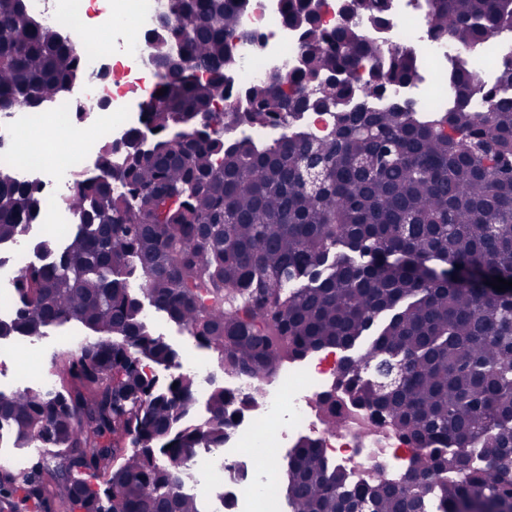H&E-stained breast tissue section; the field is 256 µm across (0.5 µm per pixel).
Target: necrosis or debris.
<instances>
[{"instance_id":"4bbe7bcc","label":"necrosis or debris","mask_w":512,"mask_h":512,"mask_svg":"<svg viewBox=\"0 0 512 512\" xmlns=\"http://www.w3.org/2000/svg\"><path fill=\"white\" fill-rule=\"evenodd\" d=\"M168 0H25L28 13L63 35L84 29L99 39L80 54V69L87 92L67 91L40 108L17 106L0 114V171L17 183L31 187L41 209L25 233L0 254V303L15 294L17 279L27 269L46 264L34 245L51 238L64 241L76 215L65 207L78 177L92 174L104 147L123 145L130 131L145 130L143 104L154 92L159 70L146 35L153 29ZM390 19L384 32L373 39L381 51H412L415 72L410 81L389 87L369 100L379 109L412 103L418 112H445L455 102L449 76L465 66L487 88H494L501 62L512 58V36L493 35L481 48L468 51L447 38H433L426 22V0H391ZM243 28L262 41L237 45L234 84L247 87L266 82L277 73L296 69L299 42L287 30L280 0H250L242 13ZM336 122L331 112H305L278 126L254 129L228 127L226 137L249 136L287 139L296 135L322 136ZM341 357L336 350L319 351L305 363L283 359L278 373L260 388L266 398L261 414L235 413L233 428L223 452L208 461L224 497L225 512H259L270 500L253 498V481L242 478L252 447L262 445L271 458H280V438L271 426L282 409H289L291 429L316 440L324 455L351 474L358 483L384 477L399 480L412 468L417 448L371 413L353 406L339 381ZM331 395L343 424L340 433L324 426L322 398Z\"/></svg>"}]
</instances>
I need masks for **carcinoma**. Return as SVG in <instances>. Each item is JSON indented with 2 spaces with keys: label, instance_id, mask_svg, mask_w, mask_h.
I'll list each match as a JSON object with an SVG mask.
<instances>
[{
  "label": "carcinoma",
  "instance_id": "obj_1",
  "mask_svg": "<svg viewBox=\"0 0 512 512\" xmlns=\"http://www.w3.org/2000/svg\"><path fill=\"white\" fill-rule=\"evenodd\" d=\"M428 4L431 32L462 48L512 32V0ZM311 7L281 0L304 64L239 94L222 80L237 66L226 44L249 37L236 0H169L158 17L150 150L116 168L103 149L67 198L76 230L61 249L40 243L53 260L22 277L19 317L0 325L33 338L76 322L96 337L53 357V388L0 391V438L43 449L24 471L0 466V512H204L183 471L197 448L224 447L231 405L256 399L218 386L194 422L196 376L146 371L178 353L147 328L141 293L237 376L275 374L285 346L294 358L336 348L353 405L423 449L403 481L354 485L300 438L291 512H512V289L489 285L512 279V60L495 94L457 71L450 112L372 111L352 102L409 80L411 52L382 58L353 25L324 31ZM359 13L382 23V0ZM79 55L23 0H0V112L56 97L82 76ZM360 57L379 61L364 87ZM239 96L250 111H234ZM478 97L494 111L472 109ZM308 110L336 113L333 129L267 145L213 129ZM37 211L0 172V243ZM389 358L402 371L382 386Z\"/></svg>",
  "mask_w": 512,
  "mask_h": 512
}]
</instances>
